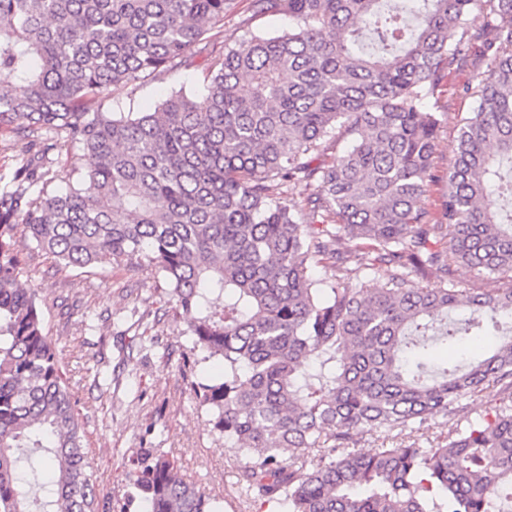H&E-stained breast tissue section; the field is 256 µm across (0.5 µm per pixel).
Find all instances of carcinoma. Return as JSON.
Wrapping results in <instances>:
<instances>
[{
  "label": "carcinoma",
  "instance_id": "obj_1",
  "mask_svg": "<svg viewBox=\"0 0 512 512\" xmlns=\"http://www.w3.org/2000/svg\"><path fill=\"white\" fill-rule=\"evenodd\" d=\"M234 0H0V132L43 144L0 172V512H94L78 403L20 234L63 268L145 261L182 310L193 349L224 374L191 387L240 481L288 512H490L512 500V286L474 292L455 268L512 279V0H249L288 31L218 44ZM482 25L471 32V17ZM483 39L465 93L478 107L444 174L438 105L448 71ZM209 57L205 93L152 112H105L107 88ZM354 137L327 155L336 129ZM89 161L55 187L48 154ZM445 183L438 209L431 185ZM312 186L286 203L284 185ZM333 270L325 288L313 269ZM386 269L381 288L365 271ZM432 364L436 346L478 347ZM501 385L494 414L375 454L380 428L413 430ZM40 452L53 488L15 477ZM322 448L313 467L289 450ZM147 512H223L153 448L129 458Z\"/></svg>",
  "mask_w": 512,
  "mask_h": 512
}]
</instances>
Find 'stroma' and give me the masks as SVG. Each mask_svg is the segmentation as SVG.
I'll use <instances>...</instances> for the list:
<instances>
[{
  "mask_svg": "<svg viewBox=\"0 0 512 512\" xmlns=\"http://www.w3.org/2000/svg\"><path fill=\"white\" fill-rule=\"evenodd\" d=\"M287 27V17L254 18L238 10L225 15L221 38L229 45L251 33L276 35ZM206 69V59L194 57L191 65L109 87L103 104L116 112L146 110L173 92L201 91ZM471 72L468 64L451 70L439 100L441 146L434 162L443 173L460 121L475 108L463 93ZM15 250L21 282L44 310L49 337L79 400L95 512L124 507L145 512V504L129 497L127 461L141 448L167 455L185 478L223 499L224 512H258L238 481L246 457L214 430L183 374L192 341L166 284L144 265L65 270L29 241L17 240ZM99 370L104 373L100 380L95 377ZM500 396V386H486L479 396L462 398L447 417L411 432L367 434L353 448L368 453L408 444L435 446L449 432L480 420Z\"/></svg>",
  "mask_w": 512,
  "mask_h": 512,
  "instance_id": "35a3bbf8",
  "label": "stroma"
}]
</instances>
